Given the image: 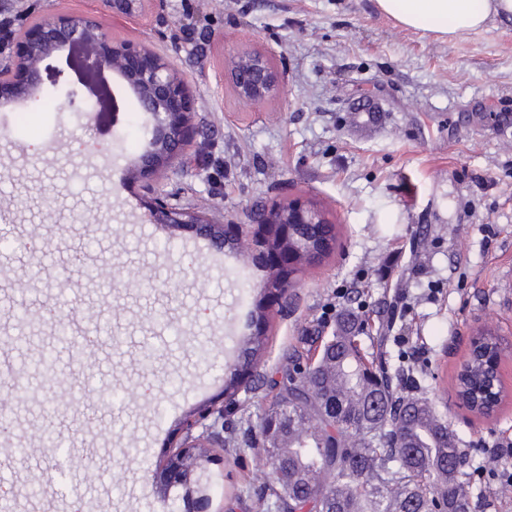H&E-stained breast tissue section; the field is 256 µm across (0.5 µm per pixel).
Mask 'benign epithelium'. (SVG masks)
Instances as JSON below:
<instances>
[{
    "label": "benign epithelium",
    "mask_w": 512,
    "mask_h": 512,
    "mask_svg": "<svg viewBox=\"0 0 512 512\" xmlns=\"http://www.w3.org/2000/svg\"><path fill=\"white\" fill-rule=\"evenodd\" d=\"M143 0H102L105 8L117 16L131 17L140 12ZM18 47L9 55L11 72L24 76L15 90H36L45 81L57 78L46 61L74 44L85 50L83 66L90 72H118L128 78L145 95L138 99L140 110L149 115V150L137 161L138 177L161 183L167 170L179 163L183 146L189 142L192 126V95L185 79L169 62L148 49L129 42L112 40L110 27L99 17L61 13L48 6L40 20L15 38L8 29H0V46ZM237 94L246 101H256L279 92L282 84L263 55H253L236 67L231 76ZM144 209L153 224L175 229H195L210 239L227 243L246 241L250 249L271 259L278 272L261 285L268 303L283 305L295 288L294 276L305 266L319 264L331 250L327 244L319 252L288 241L291 224H330L325 212L300 197L285 199L236 224H212L194 211L168 201L165 191L152 190ZM238 378L239 391L250 393L258 364L239 360L232 367ZM239 406L221 395L209 405L190 412L182 422L181 438L168 455L152 470L153 484L162 491L174 486L185 489L182 503L172 502L168 512H195L191 507L192 485L201 483L200 472L211 460V449L224 447L218 426L224 424Z\"/></svg>",
    "instance_id": "obj_1"
}]
</instances>
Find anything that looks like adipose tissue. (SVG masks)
Here are the masks:
<instances>
[{"label":"adipose tissue","instance_id":"obj_1","mask_svg":"<svg viewBox=\"0 0 512 512\" xmlns=\"http://www.w3.org/2000/svg\"><path fill=\"white\" fill-rule=\"evenodd\" d=\"M402 26L461 36L485 28L490 17L512 16V0H377Z\"/></svg>","mask_w":512,"mask_h":512}]
</instances>
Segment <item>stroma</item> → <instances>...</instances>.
Wrapping results in <instances>:
<instances>
[{
	"label": "stroma",
	"instance_id": "obj_1",
	"mask_svg": "<svg viewBox=\"0 0 512 512\" xmlns=\"http://www.w3.org/2000/svg\"><path fill=\"white\" fill-rule=\"evenodd\" d=\"M196 37L172 40L186 20ZM112 36L149 48L190 82L196 142L165 191L179 207L232 224L246 210L293 195L321 207L338 242L297 275L290 309L267 307L263 377L236 421L258 425L272 408L278 371L314 331L332 335L340 313L387 324L395 289L406 290L401 332L366 343L391 376L413 371L404 393L428 399L468 458L472 512H512L485 455L512 439V18H491L452 40L408 29L376 0H147L142 16L109 18ZM261 52L284 90L242 102L228 79L244 54ZM127 83L116 128L57 121L26 105L0 108V498L17 512H163L151 469L186 413L224 389L228 333L249 336L259 285L272 272L241 247L215 250L189 229L143 221L149 191L134 161L149 135ZM112 272L111 287L70 272L72 254ZM41 288L18 291L32 269ZM74 285L63 296L60 279ZM65 301L71 333L108 331L88 354L56 342L51 324L18 331L11 311ZM502 340V401L486 418L463 407L457 374L477 330ZM198 342L213 349L200 362ZM54 356L55 383L37 365ZM30 400L10 396L12 376ZM119 393L122 405L111 403ZM67 439L80 466L77 493L41 484L51 466L40 435ZM209 512H278L260 488L270 467L260 437L217 452Z\"/></svg>",
	"mask_w": 512,
	"mask_h": 512
}]
</instances>
